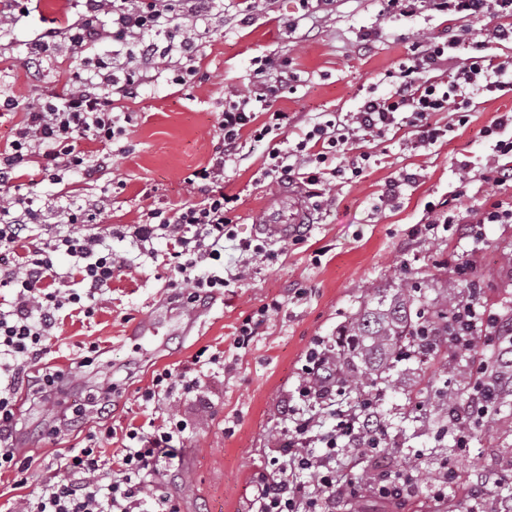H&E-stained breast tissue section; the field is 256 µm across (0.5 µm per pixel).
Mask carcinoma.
I'll return each instance as SVG.
<instances>
[{"mask_svg":"<svg viewBox=\"0 0 512 512\" xmlns=\"http://www.w3.org/2000/svg\"><path fill=\"white\" fill-rule=\"evenodd\" d=\"M425 289L424 283L409 278L398 288H376L363 310L342 326L347 341L329 354V373L340 393L358 391L378 398L400 361L414 358L424 363L441 352L448 354L449 375L464 372L471 355L477 353L481 337H474L467 349L453 344L456 326L450 316L462 292L450 279L433 300L426 298ZM459 397L457 389L445 384L423 398V404L433 406L445 422H456L441 430L453 441L457 431L469 430L468 423L456 416Z\"/></svg>","mask_w":512,"mask_h":512,"instance_id":"carcinoma-1","label":"carcinoma"}]
</instances>
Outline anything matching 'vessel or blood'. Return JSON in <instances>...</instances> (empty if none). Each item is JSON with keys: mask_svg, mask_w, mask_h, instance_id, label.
Masks as SVG:
<instances>
[{"mask_svg": "<svg viewBox=\"0 0 512 512\" xmlns=\"http://www.w3.org/2000/svg\"><path fill=\"white\" fill-rule=\"evenodd\" d=\"M311 219L312 208L305 194L288 188L262 208L255 221L256 232L265 243L275 244L291 238L299 225Z\"/></svg>", "mask_w": 512, "mask_h": 512, "instance_id": "b4317fda", "label": "vessel or blood"}]
</instances>
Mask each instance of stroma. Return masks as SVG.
I'll list each match as a JSON object with an SVG mask.
<instances>
[{
	"mask_svg": "<svg viewBox=\"0 0 512 512\" xmlns=\"http://www.w3.org/2000/svg\"><path fill=\"white\" fill-rule=\"evenodd\" d=\"M83 11L81 0H30L26 13L1 25L0 94L32 103L70 93L80 78L92 76L95 60L111 57L116 48L112 16L105 12L99 15L104 36L95 45L76 50L59 41L34 77L24 64L31 39L64 20H76ZM457 30L445 13L426 8L410 18L383 15L379 0H224L207 13L184 12L161 38L171 52L160 62V78L113 102L115 117L127 122L126 133L109 146L110 164L99 178L65 172L60 181L33 183L28 176L37 166L27 165L19 192L42 211L43 237L56 234L54 212L66 200L101 198L110 212L98 233L130 265L91 314L64 316L53 329L49 358L68 371L66 389L52 392L48 404L33 407L29 379L16 384L18 446L35 463L24 485L16 473L0 474V512H19L24 497L47 478L57 452L85 445L100 429L145 425L171 412L186 418L192 433L184 447L175 449L173 465L156 475L157 488L174 498L181 512H251L255 475L265 468L270 448L284 431L281 407L296 400L307 351L318 341L333 344L370 289L397 287L405 277L431 284L447 278L456 265L469 263L482 303L492 310L512 307V282L507 279L512 224L484 225L477 240L459 238L453 230L429 239L410 234L432 213L478 206L489 198L512 202V181L496 187L484 182L492 143L478 135L512 111V91L474 95L463 126L453 125L451 113L434 114V121L453 126L435 145L416 147L417 133L408 126L375 139L361 179L306 187L315 222L301 243L271 245L267 257L250 260L237 244L253 239L252 221L277 186L260 180L269 141L243 136L246 160L227 163L224 171L225 193L239 198L236 237L224 243V276L230 286L203 302L205 314L191 331H184L176 315L186 301L180 289L169 285L165 240L143 244L127 231L149 209L190 200L186 179L214 154L218 114L227 98L248 92L261 58H276L294 74L292 90L275 107L287 112L290 130L297 135L319 114H350L363 97L388 94L387 73L411 57L415 40L444 41ZM187 36L202 51L193 76L178 84L171 67L179 62L177 47ZM406 173L413 174V182L402 185L394 202L385 203L388 184ZM274 300L280 309L249 347L234 348L243 318ZM145 315L159 324L155 341L161 351L138 350L125 337ZM94 345L99 357L82 366ZM204 347L223 353L224 366L204 377L199 393L177 394L154 407L138 400V390L150 383L154 371L182 368ZM444 366L441 358L424 364L404 361L393 371L376 405L387 425L380 460L355 448L336 455L337 468L352 477L376 463L395 471L418 466L414 489L384 501L361 484L357 509L340 496L336 512H467L477 478L483 481L484 512H496L499 499L512 496V483L501 479L512 471L511 395L490 427L474 431L466 454L438 449L444 421L430 407L422 411L417 437L402 439L405 414L426 388L444 384ZM105 390L114 402L111 414L91 409L80 427L45 436L50 421L63 418L69 406L83 403L85 394ZM448 462L459 478L439 503L428 488Z\"/></svg>",
	"mask_w": 512,
	"mask_h": 512,
	"instance_id": "1",
	"label": "stroma"
}]
</instances>
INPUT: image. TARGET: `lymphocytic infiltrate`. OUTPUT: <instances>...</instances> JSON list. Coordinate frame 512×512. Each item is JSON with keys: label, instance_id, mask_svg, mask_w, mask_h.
Masks as SVG:
<instances>
[{"label": "lymphocytic infiltrate", "instance_id": "f902f5d3", "mask_svg": "<svg viewBox=\"0 0 512 512\" xmlns=\"http://www.w3.org/2000/svg\"><path fill=\"white\" fill-rule=\"evenodd\" d=\"M192 2L195 11L212 10L217 0H84L85 13L59 28L42 31L28 44L27 68L40 65L57 40L69 41L74 49L96 43L102 37L98 24L102 10L112 14V34L123 39L141 36L139 53L147 61L159 57L152 37L168 29L176 6ZM485 21L496 19L494 38L512 37V27L503 18L512 16V0H383V11L394 18H409L419 7ZM469 43L472 53L458 59L454 73L440 76L448 52ZM484 42L475 40L470 30L445 42L431 39L416 42L412 59L390 72L392 90L387 95L366 96L354 114L332 116L315 122L288 148H271L262 178L280 182L299 181L307 186L321 183L324 176L361 178L371 155L354 152L360 135L382 136L391 127L404 124L415 128L420 145L443 139L447 127L433 123L438 112H452L458 124H466L470 96L476 92L494 94L512 91V63L483 52ZM95 79L82 82L78 90L61 102L44 101L21 105L13 96L0 97V111H21L22 118L12 129V138L0 145V187L11 186L18 171L37 159L39 174L57 177L62 171L99 172L107 168L108 155L78 149V140L106 144L122 136L112 115L114 97H127L140 86L134 72L117 75L111 60L95 63ZM290 76L274 58L261 59L254 71L248 95L229 102L219 121L220 142L207 166L196 169L188 183L191 201L174 208L149 210L133 236L140 242L166 239L170 245L167 266L171 283L188 286L191 299L228 287L221 261L225 240L235 232L236 196L224 193L218 183L226 162L242 158V132L250 130L261 141L288 126L287 113L275 110L274 103L287 87ZM266 111V122H258V111ZM42 221L29 198L14 195L0 204V288L14 290L9 309H0V473L27 471L16 444V404L12 392L15 379L27 368L40 366L38 389L59 386L63 370L46 364L47 342L59 312L104 295L117 271L125 267L123 258L102 246L98 234H58L40 244H31L32 233ZM66 254L73 264L60 273L57 254ZM208 272H201L202 264ZM78 278L80 289L67 287V278ZM461 330L459 341H467L473 330L483 335L508 333L501 318L480 304L478 296H468L456 307ZM328 348L316 343L307 356L299 382L298 404L284 406L288 419L284 448L278 449L274 475H260L255 484V512H333L336 496L354 489L351 480L336 471L333 460L340 443L361 445L365 437H378L372 422L376 413L371 403L336 415L335 425L316 433L311 412L328 409L336 403V384L324 377ZM217 355H194L190 365L176 370L163 369L153 375L150 385L140 391L144 404H156L183 391L192 393L202 386L203 366L219 364ZM191 429L179 415L165 417L153 431L127 425L123 430L108 427L103 437L121 436L120 454L102 458L94 445L67 448L56 459L52 477L45 479L35 498L25 499L21 512H180L171 497L157 493L153 485L156 463L163 449L183 445ZM321 443L322 453L311 450ZM311 474L312 485H305L302 474Z\"/></svg>", "mask_w": 512, "mask_h": 512}]
</instances>
